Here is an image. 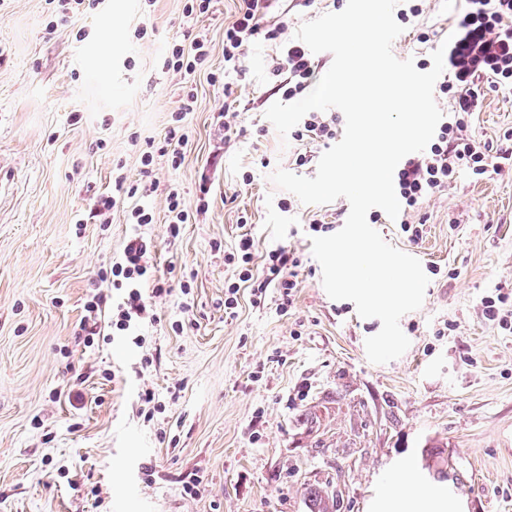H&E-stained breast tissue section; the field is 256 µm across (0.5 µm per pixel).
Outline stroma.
I'll list each match as a JSON object with an SVG mask.
<instances>
[{
	"mask_svg": "<svg viewBox=\"0 0 512 512\" xmlns=\"http://www.w3.org/2000/svg\"><path fill=\"white\" fill-rule=\"evenodd\" d=\"M237 5L212 0L191 19L184 0H109L61 23L46 0H0V512H310L311 485L334 490L339 512H374L400 461L412 490H438L421 470L429 439L462 478L454 512H512V332L481 304L502 292L512 310V175H460L425 202L420 242L391 219L378 225L429 284L400 320L407 351L371 363L365 340L380 320L329 298L311 249V220L341 229L346 199L285 210L288 194L270 180L279 168L317 171L293 167L299 144L265 116L280 99L275 44L255 40L243 74L224 71ZM332 9L268 2L292 33ZM197 27L206 62L188 77L168 71L173 44ZM188 90L180 167L158 156L144 174L145 139L163 140ZM228 105L238 117L227 135ZM473 128L498 149L512 131V91L485 89ZM117 164L149 189L154 262L171 285L139 348L78 327L130 229L125 208L96 214ZM203 182L207 211L171 237L168 191L192 204ZM245 234L258 253H297L287 310L275 288L259 302L240 291L225 308L238 267L224 255ZM147 390L154 405L141 400Z\"/></svg>",
	"mask_w": 512,
	"mask_h": 512,
	"instance_id": "stroma-1",
	"label": "stroma"
}]
</instances>
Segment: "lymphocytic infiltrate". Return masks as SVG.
<instances>
[{
    "instance_id": "obj_1",
    "label": "lymphocytic infiltrate",
    "mask_w": 512,
    "mask_h": 512,
    "mask_svg": "<svg viewBox=\"0 0 512 512\" xmlns=\"http://www.w3.org/2000/svg\"><path fill=\"white\" fill-rule=\"evenodd\" d=\"M234 20L224 29V66L241 72L242 58L257 37L278 41L281 46L272 74L278 77V89L284 98L302 93L318 69L317 58L287 35V21L270 23L265 15L267 0H238ZM462 8L451 24L452 40L448 44V65L438 85L439 97L450 105V118L436 130L424 151L404 157L397 169L395 182L401 202L400 226L410 241L422 237L420 211L424 201L456 182L460 174L479 179L489 171V157L473 133V120L479 111L485 87L512 90V0H461ZM189 47L174 46L167 57V69L178 74L195 73L206 60L208 40L204 31H188ZM194 95L186 93L183 105L175 115L174 124L162 143L147 139L142 153L143 166H150L155 156L168 157L172 167H179L182 146L187 142L185 119L193 109ZM340 120L333 112L307 113L292 132L302 152L294 163L310 165L318 149L329 146L339 134ZM147 189L128 183L126 177L115 180L112 194L102 196L99 211L128 204L130 232L120 255L101 281L112 288L111 297L93 294L85 303V316L79 327L85 336L100 335L102 327H111L127 342L141 346L140 330L145 323L157 322L149 297L167 293V281L151 260L155 248L147 232L154 221L152 208L146 203ZM256 250L251 236L239 240L234 252L225 255L230 264L242 270L237 281L224 289L225 308H234L242 284H250L253 296L259 297L268 288L279 289L284 304H291L300 283L297 269L300 261L295 252L277 248L266 252L260 270H252Z\"/></svg>"
}]
</instances>
